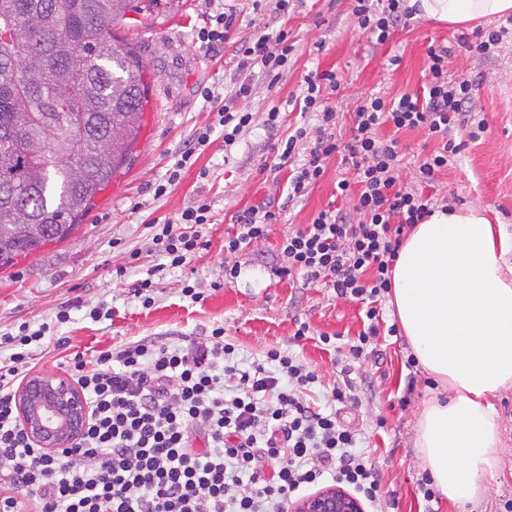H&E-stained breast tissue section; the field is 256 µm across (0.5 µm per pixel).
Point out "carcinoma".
<instances>
[{
	"instance_id": "carcinoma-1",
	"label": "carcinoma",
	"mask_w": 512,
	"mask_h": 512,
	"mask_svg": "<svg viewBox=\"0 0 512 512\" xmlns=\"http://www.w3.org/2000/svg\"><path fill=\"white\" fill-rule=\"evenodd\" d=\"M158 0H0V268L69 238L130 165L147 66L114 35Z\"/></svg>"
}]
</instances>
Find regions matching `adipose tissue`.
Segmentation results:
<instances>
[{
	"mask_svg": "<svg viewBox=\"0 0 512 512\" xmlns=\"http://www.w3.org/2000/svg\"><path fill=\"white\" fill-rule=\"evenodd\" d=\"M409 3L453 26L512 15V0ZM391 302L417 363L441 388L419 413V459L445 497L477 500L501 464L489 398L512 387V236L479 209H435L399 251Z\"/></svg>",
	"mask_w": 512,
	"mask_h": 512,
	"instance_id": "obj_1",
	"label": "adipose tissue"
}]
</instances>
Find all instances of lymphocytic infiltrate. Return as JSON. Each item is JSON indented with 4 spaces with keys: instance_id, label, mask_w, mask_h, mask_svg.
<instances>
[{
    "instance_id": "f902f5d3",
    "label": "lymphocytic infiltrate",
    "mask_w": 512,
    "mask_h": 512,
    "mask_svg": "<svg viewBox=\"0 0 512 512\" xmlns=\"http://www.w3.org/2000/svg\"><path fill=\"white\" fill-rule=\"evenodd\" d=\"M351 2L360 29L381 44L413 14L406 0ZM207 3L211 13L197 39L214 52L223 49L237 13L220 9L217 0ZM291 51L281 30L243 41L236 55L240 68L262 65L277 81ZM450 67L446 48L429 47L421 91L364 98L343 143L333 133L336 108L327 96L339 86L335 73L308 75L302 110L316 123L296 127L275 146L280 163L294 167L292 198L321 179L331 155L356 172L353 211L323 210L311 224L286 233L278 246L285 264L274 270L277 277L296 275L362 304L363 329L350 348L355 359L380 332L396 335L381 313L392 266L408 231L449 203L423 195L418 184H432L457 162L465 142L450 138L452 129L464 131L465 141L487 129L473 108L474 81L451 78ZM387 125L393 133L385 137L380 130ZM407 130L438 142L418 155L413 185L400 175L398 134ZM275 219L265 205L235 212L224 237L229 261L222 283L239 278L234 255L266 239ZM211 221L210 203L198 200L159 225L151 248L168 267H182L202 247L199 226ZM49 330L46 323L35 330L23 323L18 334L0 336V349L11 351L0 365V488L32 502L35 512H288L301 488L328 479L382 505L373 462L354 450L355 431L336 412L306 400L319 380L316 370L279 350L241 368L220 326L186 347L147 337L116 352L100 351L90 364L73 355L71 376L90 403L88 420L72 448H41L19 418L14 384L31 369L29 346L43 344Z\"/></svg>"
}]
</instances>
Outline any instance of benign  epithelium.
<instances>
[{
  "label": "benign epithelium",
  "instance_id": "7a95c632",
  "mask_svg": "<svg viewBox=\"0 0 512 512\" xmlns=\"http://www.w3.org/2000/svg\"><path fill=\"white\" fill-rule=\"evenodd\" d=\"M21 421L40 447L55 451L77 437L89 416L81 389L44 373L29 376L15 393ZM290 512H364L361 501L340 486H328L291 504Z\"/></svg>",
  "mask_w": 512,
  "mask_h": 512
}]
</instances>
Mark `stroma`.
<instances>
[{
  "label": "stroma",
  "mask_w": 512,
  "mask_h": 512,
  "mask_svg": "<svg viewBox=\"0 0 512 512\" xmlns=\"http://www.w3.org/2000/svg\"><path fill=\"white\" fill-rule=\"evenodd\" d=\"M228 2L238 13L232 43L287 31L293 46L287 71L272 88L260 67L238 69L231 48L220 55L200 49V0H182L176 8L159 5V23L152 28L131 20L117 26L118 38L134 47L149 70V103L136 153L71 237L0 269V335L25 321L36 325L54 318L66 305L72 320L58 334L88 359L145 337L185 346L217 325L236 344L242 364L264 360L272 348L289 352L320 377L309 401L335 409L341 421L357 430L359 451L375 459L393 501L388 512H422L417 486L424 471L415 456L414 437L417 412L435 391V381L421 367L408 365L411 350L401 334L377 337L359 359L351 360V375L343 376L340 363L349 360V346L362 330L361 305L296 277L275 280L269 275L271 265L283 262L277 248L288 230L311 223L331 203L352 210L353 199H337L335 192L339 180H354L356 174L338 157H329L318 183L292 201L289 171L275 169L272 146L291 128L313 123V116H301L299 110L304 79L311 72L337 75L339 88L330 101L337 112L334 133L344 141L361 96L416 92L424 81L429 45L448 47L453 71L479 81L477 107L488 130L468 143L460 162L441 172L428 192L457 198L463 207L484 208L512 234V44L494 58H479L459 46L460 29L418 18L389 43L378 45L360 29L350 0H303L284 18L269 5L257 12L251 0ZM242 83L250 85L251 93L239 99L235 92ZM206 87L218 97L235 98L237 107L254 115L233 146H225L217 114L201 95ZM274 106L280 109V123L271 131L265 120ZM205 130L210 139L179 184L158 199L148 194V184L165 178L185 146ZM201 194L210 200L213 214L203 230L206 248L186 267L156 272L162 258L149 247L148 223L174 217ZM263 202L279 208L278 221L265 240L239 253L242 274L237 281L212 289L224 263V235L232 215ZM120 267L125 270L121 277L116 274ZM149 275L156 283L155 303L146 309L133 288ZM187 278L198 282L203 300L182 297ZM102 303L111 307V319L92 321L89 310ZM302 322L309 324L311 336L298 342L293 334ZM323 334L336 337L337 350L323 348ZM347 381L355 388V402L334 403L332 389ZM491 402L501 419L503 448L491 493L467 503L440 498L435 512H504L505 502L512 500V388Z\"/></svg>",
  "instance_id": "35a3bbf8"
}]
</instances>
